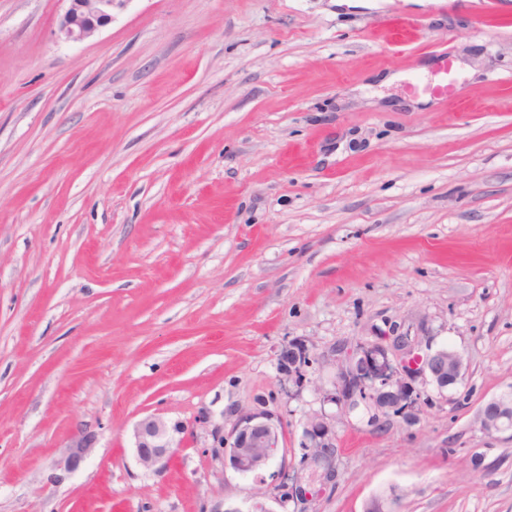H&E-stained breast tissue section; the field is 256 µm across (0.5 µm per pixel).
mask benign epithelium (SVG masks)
I'll return each instance as SVG.
<instances>
[{"label": "benign epithelium", "mask_w": 512, "mask_h": 512, "mask_svg": "<svg viewBox=\"0 0 512 512\" xmlns=\"http://www.w3.org/2000/svg\"><path fill=\"white\" fill-rule=\"evenodd\" d=\"M66 9L57 20L56 34L64 42H81L93 37L112 22L114 5L125 0H65ZM463 358L453 350L441 348L421 355L415 352V340L405 332H396L390 347L380 344L361 345L341 360L338 381L323 392L327 403L347 413L366 403L381 413L392 412L407 421L416 417L418 394L408 378L422 377L438 390H446L463 378ZM480 428L488 435L512 431V397L503 396L489 402L480 413ZM213 451L228 457L238 473L259 477L274 459L282 436V427L264 415L241 417L224 441V423L215 424ZM184 425L171 423L155 415L138 420L133 427L136 462L146 472L165 470L179 444L176 435ZM303 447L312 449L311 462L323 475H332L331 451L336 447L333 425L327 414L311 416L304 427ZM97 440L85 428L76 429L63 447L59 458L45 478V485L62 482L83 463Z\"/></svg>", "instance_id": "benign-epithelium-1"}]
</instances>
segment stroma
<instances>
[{
	"instance_id": "35a3bbf8",
	"label": "stroma",
	"mask_w": 512,
	"mask_h": 512,
	"mask_svg": "<svg viewBox=\"0 0 512 512\" xmlns=\"http://www.w3.org/2000/svg\"><path fill=\"white\" fill-rule=\"evenodd\" d=\"M65 7L0 0V512H512V436L478 425L512 390V0H127L82 42ZM442 50L459 102L407 93ZM396 327L462 382L415 381L413 423L323 404ZM252 412L283 427L258 485L211 451ZM153 413L186 427L160 474ZM80 425L93 452L44 488ZM303 448H312L309 454L315 472L323 470V477L332 475L331 451L336 446L335 431L326 413L314 414L304 427ZM184 425L171 423L155 415L138 420L133 427L136 462L146 472L161 473L165 470L180 442L175 436L184 433Z\"/></svg>"
}]
</instances>
